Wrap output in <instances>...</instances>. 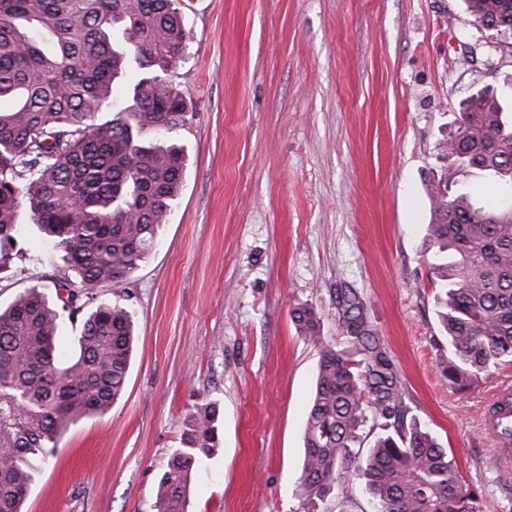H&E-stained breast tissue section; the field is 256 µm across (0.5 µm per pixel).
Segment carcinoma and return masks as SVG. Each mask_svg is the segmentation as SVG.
<instances>
[{
    "label": "carcinoma",
    "mask_w": 512,
    "mask_h": 512,
    "mask_svg": "<svg viewBox=\"0 0 512 512\" xmlns=\"http://www.w3.org/2000/svg\"><path fill=\"white\" fill-rule=\"evenodd\" d=\"M476 24L512 35V0H464ZM186 32L174 0H0V271L31 223L62 252L80 287L32 285L0 308V512H23L39 464L63 432L107 412L124 392L132 313L86 290L122 285L152 250L181 188L183 150L146 146L184 127L189 105L168 75L183 61ZM143 71L131 103L112 94L130 63ZM459 169L479 171L497 196L479 203L448 178L430 182L432 282L448 335L444 378L462 386L512 359V123L494 96L461 104L440 144ZM79 322L77 351L62 356L59 319ZM293 319L318 351L296 495L312 512L347 497L359 476L375 512H476L455 460L415 422L399 369L352 288L336 296L339 335L320 336L315 310ZM217 403L194 406L155 490L157 512H187L192 472L220 447ZM379 431L367 456L364 433Z\"/></svg>",
    "instance_id": "carcinoma-1"
}]
</instances>
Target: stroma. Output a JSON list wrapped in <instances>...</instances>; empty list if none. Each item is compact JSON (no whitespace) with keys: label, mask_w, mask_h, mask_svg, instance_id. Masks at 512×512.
<instances>
[{"label":"stroma","mask_w":512,"mask_h":512,"mask_svg":"<svg viewBox=\"0 0 512 512\" xmlns=\"http://www.w3.org/2000/svg\"><path fill=\"white\" fill-rule=\"evenodd\" d=\"M187 33L170 78L191 112L185 175L167 222L120 287L137 341L122 396L64 433L25 512H155L153 490L199 398L222 444L195 471L188 512H305L296 496L318 355L292 311L339 333L353 288L405 383L409 415L455 459L478 512H512L482 415L512 362L466 387L443 379L448 339L431 282L426 186L477 199L478 171L438 149L482 88L512 104V43L470 26L461 0H176ZM0 304L68 271L52 244L17 238Z\"/></svg>","instance_id":"1"}]
</instances>
